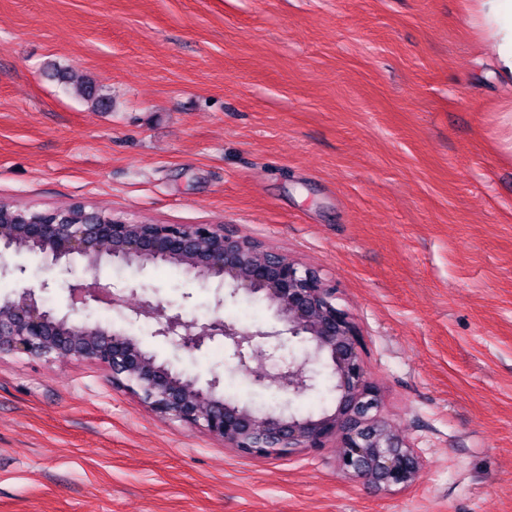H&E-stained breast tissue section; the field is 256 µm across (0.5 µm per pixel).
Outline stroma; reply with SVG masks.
<instances>
[{
	"label": "stroma",
	"mask_w": 512,
	"mask_h": 512,
	"mask_svg": "<svg viewBox=\"0 0 512 512\" xmlns=\"http://www.w3.org/2000/svg\"><path fill=\"white\" fill-rule=\"evenodd\" d=\"M463 0H0V201L83 203L131 221L226 224L319 270L355 319L381 414L423 462L375 493L336 443L253 458L148 409L97 365L0 352V512H512V159L501 90ZM110 108L75 97L52 66ZM131 328L144 350L236 402L251 386L223 340L188 352L125 310L69 311ZM186 318L268 330L267 305L166 264L103 268ZM500 150L512 156V93L500 100L495 116Z\"/></svg>",
	"instance_id": "1"
}]
</instances>
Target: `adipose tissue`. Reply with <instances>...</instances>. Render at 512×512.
<instances>
[{"instance_id":"ef3b65f1","label":"adipose tissue","mask_w":512,"mask_h":512,"mask_svg":"<svg viewBox=\"0 0 512 512\" xmlns=\"http://www.w3.org/2000/svg\"><path fill=\"white\" fill-rule=\"evenodd\" d=\"M470 29L491 48L494 73L512 87V0H465Z\"/></svg>"}]
</instances>
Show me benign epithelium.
<instances>
[{
  "label": "benign epithelium",
  "instance_id": "7a95c632",
  "mask_svg": "<svg viewBox=\"0 0 512 512\" xmlns=\"http://www.w3.org/2000/svg\"><path fill=\"white\" fill-rule=\"evenodd\" d=\"M41 250L51 267L70 270L72 258L86 260L92 282L68 285L72 303L110 301L124 307L125 295L137 293L129 284L117 291L100 282L103 267H139L175 262L197 278H217L231 297L260 298L274 309L282 328L243 330L220 317L204 323L188 321L149 301L129 309L127 321L152 320L154 335L183 350H199L207 342L224 345L243 366L252 360L254 346L270 350L253 384L270 382L285 396L276 413L241 406L224 398L220 378L206 385L157 362L145 352L137 336L125 329L69 321L43 306L40 293L53 287L46 279L39 287H24L0 309V350L38 358L66 354L95 363L112 379L139 396L152 411L203 429L251 456L290 455L317 450L338 441L339 469L381 492L415 484L422 470L420 457L392 432L379 413L378 390L368 380L361 358V337L354 319L336 306V288L318 271L300 268L288 256L262 243L239 238L224 224H138L120 217L96 224H57L33 220L0 225V249L17 239ZM311 345L302 360H287L277 352L289 338ZM325 358L335 374V399L330 410L298 415L290 410L300 394L295 382L307 365Z\"/></svg>",
  "mask_w": 512,
  "mask_h": 512
}]
</instances>
